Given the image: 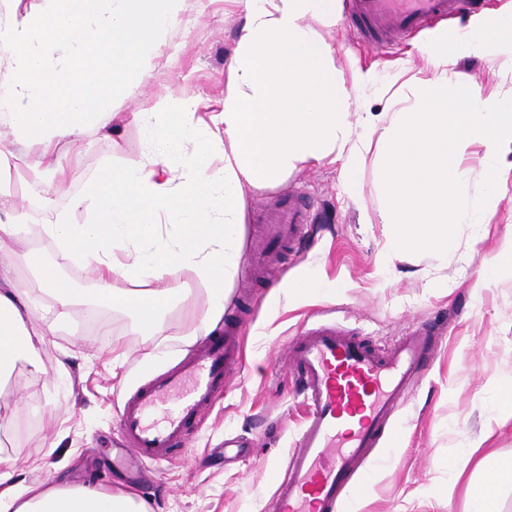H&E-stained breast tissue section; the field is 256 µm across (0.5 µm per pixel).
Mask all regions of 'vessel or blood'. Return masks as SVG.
Masks as SVG:
<instances>
[{
	"instance_id": "1",
	"label": "vessel or blood",
	"mask_w": 512,
	"mask_h": 512,
	"mask_svg": "<svg viewBox=\"0 0 512 512\" xmlns=\"http://www.w3.org/2000/svg\"><path fill=\"white\" fill-rule=\"evenodd\" d=\"M475 0H347L346 20L359 42L385 48L431 21L459 14ZM310 210L292 202L268 228L250 263L284 244L299 245ZM438 331L422 324L393 348L376 349L332 325L303 329L288 361L307 416L288 455L271 512H346L352 495H366L355 476L371 448L399 444L395 418L406 390L433 362ZM242 363L238 331L225 327L176 368L137 387L126 400L120 426L129 452L159 463L184 447Z\"/></svg>"
}]
</instances>
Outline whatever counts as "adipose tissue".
Listing matches in <instances>:
<instances>
[{
  "label": "adipose tissue",
  "instance_id": "adipose-tissue-1",
  "mask_svg": "<svg viewBox=\"0 0 512 512\" xmlns=\"http://www.w3.org/2000/svg\"><path fill=\"white\" fill-rule=\"evenodd\" d=\"M245 24L226 69L222 109L209 120L187 95L158 98L133 113L148 124L152 150L133 165L104 168L68 210L41 224L14 209L0 221V383L23 362L41 372L40 352L73 307L88 318L111 308L128 314L140 335L162 333L172 312L208 335L224 314L226 286L237 275L247 190L282 182L298 164L328 157L354 160L375 153L385 191L384 221L397 225L395 252L436 244L451 247L452 225L489 223L505 188L499 158L512 143V93L487 96L462 74L448 73V55L481 57L512 46V0L497 12L470 16L453 32L428 35L431 76L418 80L412 111L352 143L351 87L370 85L371 71L352 67L343 80L336 49L323 30L337 28V0H242ZM187 0H44L33 18L0 24V124L17 131L0 149V196L10 194L17 149L39 147L33 170H62L55 145L87 128L106 129L124 99L152 76L169 29ZM484 150L485 195L463 211L461 159ZM222 159L213 167L214 159ZM30 236L52 240L59 253L95 275L94 295L80 294L56 265L35 250L6 251L4 242ZM24 264L46 292L32 303L10 282ZM189 270L205 288L203 302L172 286L173 271ZM126 280L115 287L114 278ZM54 325L31 323L33 312ZM484 480L472 487L469 512H499V492L512 484V457L489 454ZM0 455V512H147L132 492L80 485L18 486Z\"/></svg>",
  "mask_w": 512,
  "mask_h": 512
}]
</instances>
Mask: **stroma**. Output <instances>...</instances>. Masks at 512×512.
Returning a JSON list of instances; mask_svg holds the SVG:
<instances>
[{"instance_id": "obj_1", "label": "stroma", "mask_w": 512, "mask_h": 512, "mask_svg": "<svg viewBox=\"0 0 512 512\" xmlns=\"http://www.w3.org/2000/svg\"><path fill=\"white\" fill-rule=\"evenodd\" d=\"M243 13L232 0H190L167 33L153 77L123 101L126 117L111 129L83 130L61 142L64 174L33 175L28 159L0 220L14 206L30 223L68 209L73 197L111 163L138 162L149 133L128 120L151 111L163 96L198 97L203 112L220 111L224 65L232 56ZM425 32L380 51L357 43L348 26L326 36L336 45L342 77L351 60L373 68L375 80L351 93L353 115L390 120L415 102L413 76L426 68ZM507 47L481 58L449 54L448 67L467 74L484 93L512 91V73L501 69ZM506 189L490 223L456 224L450 249L392 255L398 232L381 221L378 165L366 155L353 171L342 162H307L283 183L248 193L242 240L260 234L265 214L279 200L306 197L314 221L303 248L281 249L274 275L255 281L242 264L228 286L227 309L242 326L244 362L208 410L184 450L161 463H147L130 483L115 460L122 446L120 411L135 387L177 365L192 350L184 323L172 314L161 335L134 334L129 317L105 310L94 321L73 313L42 349L43 371L17 364L0 391V451L14 462V484L95 483L132 489L149 512H269L276 473L282 471L306 409L298 395L286 351L309 325L337 322L381 349L409 329L435 324L441 332L427 374L407 393L397 415L401 446L380 444L359 470L371 487L358 512H468V492L484 478L480 459L512 456V418L494 419L492 379H512V277L484 279L490 256L512 235V144L502 153ZM327 278L329 293L289 306L284 280L303 274ZM66 375H58V361Z\"/></svg>"}]
</instances>
